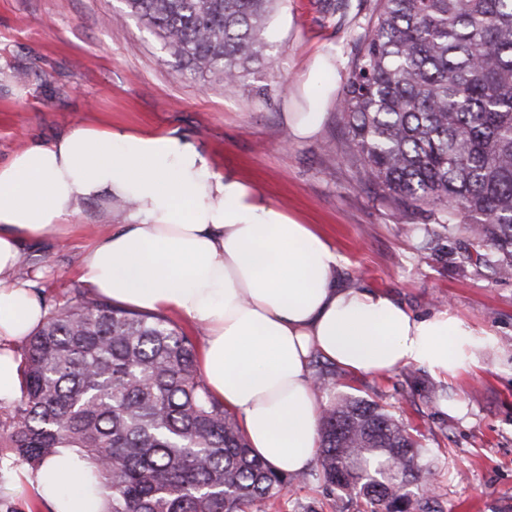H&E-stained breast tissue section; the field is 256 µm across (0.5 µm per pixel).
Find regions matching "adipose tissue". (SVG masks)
<instances>
[{
  "mask_svg": "<svg viewBox=\"0 0 512 512\" xmlns=\"http://www.w3.org/2000/svg\"><path fill=\"white\" fill-rule=\"evenodd\" d=\"M112 199L132 206L83 254L81 279L116 304L203 327L208 391L276 472L305 471L319 451L326 402L312 389V356L351 373L423 365L445 375L482 344L449 311L419 317L343 282L345 259L325 236L217 172L193 139L86 125L0 163V402L19 398L14 348L45 315L16 276L22 242L68 232L86 203ZM90 470L63 448L15 486L48 512H104L85 489Z\"/></svg>",
  "mask_w": 512,
  "mask_h": 512,
  "instance_id": "obj_1",
  "label": "adipose tissue"
}]
</instances>
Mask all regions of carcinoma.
I'll return each mask as SVG.
<instances>
[{"label":"carcinoma","mask_w":512,"mask_h":512,"mask_svg":"<svg viewBox=\"0 0 512 512\" xmlns=\"http://www.w3.org/2000/svg\"><path fill=\"white\" fill-rule=\"evenodd\" d=\"M178 65L226 83L270 66L276 0H126ZM336 108L342 159L398 209L426 214L434 252L463 229L476 260L512 277V0H372ZM331 394L309 473L251 454L207 391L195 345L169 318L88 298L53 307L23 345L0 469L39 467L68 446L94 466L106 512H247L309 477L337 512H443L438 466L385 407Z\"/></svg>","instance_id":"obj_1"}]
</instances>
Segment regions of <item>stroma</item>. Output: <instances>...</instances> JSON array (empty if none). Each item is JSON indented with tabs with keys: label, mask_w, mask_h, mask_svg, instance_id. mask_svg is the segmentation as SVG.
<instances>
[{
	"label": "stroma",
	"mask_w": 512,
	"mask_h": 512,
	"mask_svg": "<svg viewBox=\"0 0 512 512\" xmlns=\"http://www.w3.org/2000/svg\"><path fill=\"white\" fill-rule=\"evenodd\" d=\"M327 0H277L267 41L271 65L234 84L180 69L162 39L127 17L125 0H0V161L79 125H112L195 138L216 169L257 188L264 201L313 225L346 259L344 276L390 295L415 315L447 309L490 340L430 396L385 375L344 374L345 392L385 405L440 457L444 512H512V278L476 266L468 235L446 253L422 249L425 216L375 199L344 163V123L329 93L324 120L309 140L289 139L287 113L305 109L302 85L316 57L336 62L320 87H344L355 51L354 17ZM103 207L85 204L67 235L24 243L19 278L42 303L75 300L88 286L82 254L105 224Z\"/></svg>",
	"instance_id": "35a3bbf8"
}]
</instances>
